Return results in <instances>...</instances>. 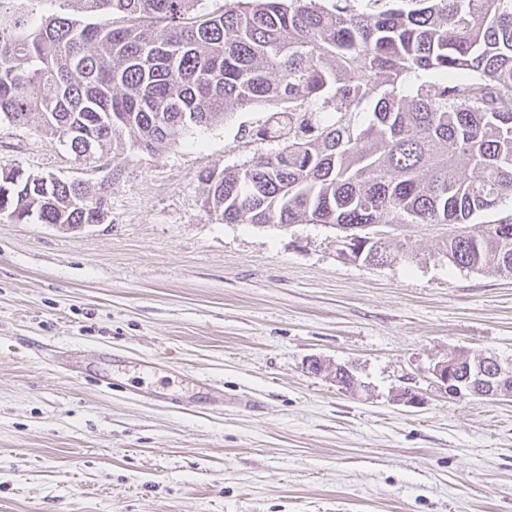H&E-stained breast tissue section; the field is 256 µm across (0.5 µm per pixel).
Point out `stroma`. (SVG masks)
<instances>
[{
    "label": "stroma",
    "instance_id": "35a3bbf8",
    "mask_svg": "<svg viewBox=\"0 0 512 512\" xmlns=\"http://www.w3.org/2000/svg\"><path fill=\"white\" fill-rule=\"evenodd\" d=\"M268 117L125 149L116 178L39 118L0 124V168L106 180L112 205L76 232L0 218V512H512V401L430 373L512 359V278L452 266L423 224L376 266L328 224L217 220L201 177L277 149ZM198 377L222 401L196 402Z\"/></svg>",
    "mask_w": 512,
    "mask_h": 512
}]
</instances>
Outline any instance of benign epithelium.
<instances>
[{
	"mask_svg": "<svg viewBox=\"0 0 512 512\" xmlns=\"http://www.w3.org/2000/svg\"><path fill=\"white\" fill-rule=\"evenodd\" d=\"M339 230L343 235L337 240L338 256L353 262L361 261L366 247L383 237L372 224H346ZM431 373L451 398H512V361L495 354L473 359L460 351L438 361Z\"/></svg>",
	"mask_w": 512,
	"mask_h": 512,
	"instance_id": "benign-epithelium-1",
	"label": "benign epithelium"
}]
</instances>
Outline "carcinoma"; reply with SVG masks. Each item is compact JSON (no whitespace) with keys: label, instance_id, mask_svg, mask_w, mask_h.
<instances>
[{"label":"carcinoma","instance_id":"cac0c4a2","mask_svg":"<svg viewBox=\"0 0 512 512\" xmlns=\"http://www.w3.org/2000/svg\"><path fill=\"white\" fill-rule=\"evenodd\" d=\"M0 4V123L40 117L78 161L156 153L265 106L280 147L209 171L226 224H456L512 199V0H70L36 23ZM371 118L360 123L362 106ZM101 188L0 171L15 223L101 224ZM441 239L448 263L512 278V228Z\"/></svg>","mask_w":512,"mask_h":512}]
</instances>
